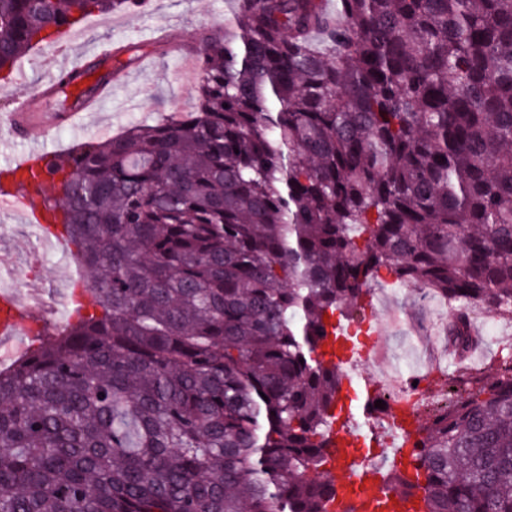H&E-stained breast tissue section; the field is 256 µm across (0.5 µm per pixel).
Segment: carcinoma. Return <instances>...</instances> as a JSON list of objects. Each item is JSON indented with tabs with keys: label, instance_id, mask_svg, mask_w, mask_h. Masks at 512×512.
I'll return each instance as SVG.
<instances>
[{
	"label": "carcinoma",
	"instance_id": "obj_1",
	"mask_svg": "<svg viewBox=\"0 0 512 512\" xmlns=\"http://www.w3.org/2000/svg\"><path fill=\"white\" fill-rule=\"evenodd\" d=\"M146 3L0 0V81ZM198 74L195 111L46 161L93 311L0 367V512H337L323 317L390 278L461 351L472 307L512 319V0H236ZM387 481L512 512V353Z\"/></svg>",
	"mask_w": 512,
	"mask_h": 512
}]
</instances>
